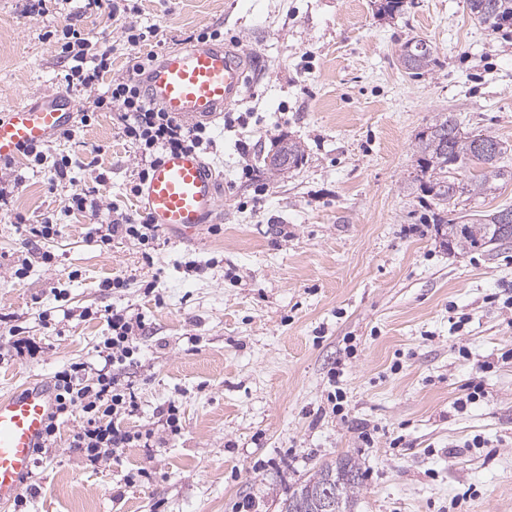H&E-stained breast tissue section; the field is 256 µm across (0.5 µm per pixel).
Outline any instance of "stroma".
Wrapping results in <instances>:
<instances>
[{
	"instance_id": "35a3bbf8",
	"label": "stroma",
	"mask_w": 512,
	"mask_h": 512,
	"mask_svg": "<svg viewBox=\"0 0 512 512\" xmlns=\"http://www.w3.org/2000/svg\"><path fill=\"white\" fill-rule=\"evenodd\" d=\"M139 7L157 53L220 26L252 61L242 101L208 124L219 210L193 239L160 232L146 260L129 240L97 245L93 217L64 209L80 187L96 188L103 207L139 209L129 186L140 156L111 113L44 144L70 157L68 179L16 156L4 176L21 184L0 205V396L96 362L107 311L125 309L145 315L147 332L126 370L139 410L124 425L158 428L173 402L183 429L93 468L69 446L72 415L35 470L37 494L8 512H240L246 501L278 512L293 486L343 455L365 473L355 512H512V244L448 251L408 188L415 135L435 113L512 147V27L488 32L467 0H408L386 19L374 0ZM67 24L109 53L111 78L125 76L134 50L108 6L72 0L33 18L23 0H0V111L63 90L88 108L92 93L68 87L47 37ZM416 38L437 58L420 77L399 62ZM282 138L305 157L276 176L263 159ZM47 215L58 236L33 238L28 222ZM115 276L126 287L104 289ZM61 306L71 319L45 326L42 312ZM16 340L32 352L12 353ZM473 381L484 396L457 408ZM337 390L339 415L328 400Z\"/></svg>"
}]
</instances>
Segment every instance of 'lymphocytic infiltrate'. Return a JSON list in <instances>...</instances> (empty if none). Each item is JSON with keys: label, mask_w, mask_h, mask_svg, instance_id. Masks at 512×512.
<instances>
[{"label": "lymphocytic infiltrate", "mask_w": 512, "mask_h": 512, "mask_svg": "<svg viewBox=\"0 0 512 512\" xmlns=\"http://www.w3.org/2000/svg\"><path fill=\"white\" fill-rule=\"evenodd\" d=\"M123 31L128 45L140 48L141 53L131 58L127 76L113 80L108 77L111 67L108 55L97 53L91 39L74 25L63 26L54 36L63 59L69 64L65 75L67 83L92 89L100 80H108L107 91L94 99L92 109L81 111L79 121L86 125L96 113L116 114L124 137L141 156L138 179L129 187L130 193L135 195L152 167L165 154L187 149L203 153L212 146L213 139L206 125L184 126L147 100L139 78L156 58L151 50L157 37L155 28L140 27L128 21ZM67 208L95 218L100 245L107 246L114 239L125 238L147 250L156 240L157 229L146 213L130 215L103 210L95 191L73 192L67 199ZM107 324L112 335L99 350L98 363L75 362L56 373L55 411L46 426L43 443L35 450L36 460H43L50 453L59 430V419L76 411L82 412L83 420L71 437V445L83 451L90 464L114 457L120 449L133 443L154 438V431L132 432L121 425L122 420L136 415L139 409L132 384L122 382L121 376L134 361L136 341L145 332V317L115 309L108 314Z\"/></svg>", "instance_id": "f902f5d3"}]
</instances>
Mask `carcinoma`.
<instances>
[{"label": "carcinoma", "instance_id": "carcinoma-1", "mask_svg": "<svg viewBox=\"0 0 512 512\" xmlns=\"http://www.w3.org/2000/svg\"><path fill=\"white\" fill-rule=\"evenodd\" d=\"M471 19L485 29L495 32L512 20V0H467ZM423 39L415 40L410 52L400 54V64L410 75H422L435 63L430 44L417 49ZM508 147L491 134L468 133L452 112H438L415 136V149L419 175L417 189L430 197L439 208L434 224L445 237L448 248H479L498 244L499 216L512 214L511 207L484 213L477 219L461 222L457 211L460 197L487 195L496 190L500 181L512 180V166L504 164ZM276 156L279 163L270 162L271 169L286 171L303 160L301 146L293 140L281 141ZM364 473L359 463L348 455L325 464L281 501L280 512H317L310 497L317 486H338L342 512H352L354 498L363 484Z\"/></svg>", "mask_w": 512, "mask_h": 512}]
</instances>
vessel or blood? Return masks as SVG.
Returning a JSON list of instances; mask_svg holds the SVG:
<instances>
[{
	"mask_svg": "<svg viewBox=\"0 0 512 512\" xmlns=\"http://www.w3.org/2000/svg\"><path fill=\"white\" fill-rule=\"evenodd\" d=\"M247 71L240 52L197 41L162 53L142 82L151 103L194 124L239 103ZM74 119L75 104L63 92L1 113L0 160L14 158L21 147L47 142ZM139 198L151 224L184 239L196 236L219 204L212 166L190 150L166 154L142 184ZM54 408L53 384L42 379L0 397V505L14 502L29 479L34 450Z\"/></svg>",
	"mask_w": 512,
	"mask_h": 512,
	"instance_id": "b4317fda",
	"label": "vessel or blood"
}]
</instances>
